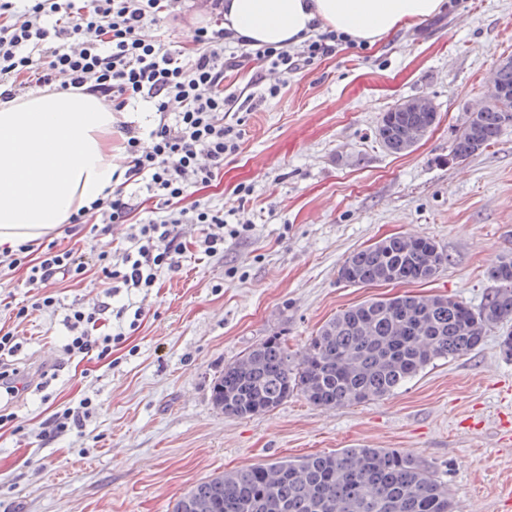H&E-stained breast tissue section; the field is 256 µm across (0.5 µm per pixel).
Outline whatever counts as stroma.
Instances as JSON below:
<instances>
[{
	"instance_id": "35a3bbf8",
	"label": "stroma",
	"mask_w": 512,
	"mask_h": 512,
	"mask_svg": "<svg viewBox=\"0 0 512 512\" xmlns=\"http://www.w3.org/2000/svg\"><path fill=\"white\" fill-rule=\"evenodd\" d=\"M445 4L373 45L339 46L289 76L278 97L227 116L241 125V149L191 197L236 210L252 230L209 257L197 250L199 228L183 226L179 270L132 293L146 316L113 362L64 349L66 316L104 298L101 273L51 285L55 308L18 328L14 361L32 387L9 404L15 419L0 428V512H171L200 479L342 448L410 452L438 469L455 512H512V361L498 351L512 321L363 404L323 408L294 395L237 419L210 400L224 364L265 337H286L297 352L330 317L371 298L447 294L476 308L492 290L491 269L512 256V129L465 161L448 155L469 109L484 102L489 72L512 57V0ZM203 6L180 0L148 37L192 46L191 20ZM411 97L430 99L436 122L411 151L394 154L375 129ZM241 186L251 188L248 198ZM129 231L114 224L95 237L89 225L69 223L48 239L92 260ZM392 235L436 240L447 264L410 286L339 280L351 252ZM45 393L87 396L96 408L82 430L50 438Z\"/></svg>"
}]
</instances>
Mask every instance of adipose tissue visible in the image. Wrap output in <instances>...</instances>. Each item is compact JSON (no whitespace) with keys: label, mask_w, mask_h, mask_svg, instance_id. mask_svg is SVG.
Masks as SVG:
<instances>
[{"label":"adipose tissue","mask_w":512,"mask_h":512,"mask_svg":"<svg viewBox=\"0 0 512 512\" xmlns=\"http://www.w3.org/2000/svg\"><path fill=\"white\" fill-rule=\"evenodd\" d=\"M442 0H224V25L252 46L302 43L316 28L369 44ZM116 116L89 91L0 102V245L42 238L111 187Z\"/></svg>","instance_id":"ef3b65f1"}]
</instances>
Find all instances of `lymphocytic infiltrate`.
I'll list each match as a JSON object with an SVG mask.
<instances>
[{"instance_id":"lymphocytic-infiltrate-1","label":"lymphocytic infiltrate","mask_w":512,"mask_h":512,"mask_svg":"<svg viewBox=\"0 0 512 512\" xmlns=\"http://www.w3.org/2000/svg\"><path fill=\"white\" fill-rule=\"evenodd\" d=\"M177 0H0V100L13 98L19 88L58 86L67 91L85 88L112 107L124 111L130 104L151 103L158 116L147 138L126 125L123 164L115 172L116 185L80 209L73 223L91 218L92 232L113 224L130 223L135 210L133 191L155 198L153 217L131 223L123 248L99 253L97 264L105 279L127 290L154 287L162 270H177L184 254L183 225H201L200 246L207 255L223 251L226 240L247 237L250 225L233 222L222 209L188 202L190 187L209 186L224 169L226 156L240 149L242 133L225 124L224 116L254 108L256 101L277 97L273 85L260 95L240 96L226 91L225 72L243 61L290 75L322 58L334 55L346 43L343 33L315 31L298 48L245 47L224 26L223 0H212L211 18L196 29L192 48L161 39L145 38V27L158 24L163 12ZM22 267L30 285L44 288L82 281L88 263L82 250L34 248L23 243L0 256V268ZM114 312L111 334L91 335L99 315ZM144 318L142 309H111L101 302L96 312L72 310L66 317L70 355L111 358ZM21 347L14 331L0 326V399L13 400L27 392L24 374L9 364Z\"/></svg>"}]
</instances>
